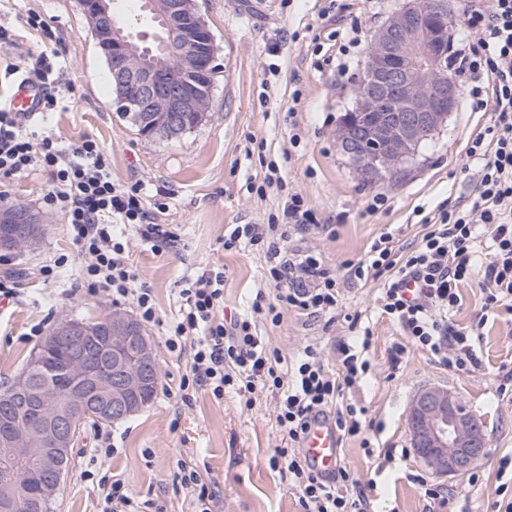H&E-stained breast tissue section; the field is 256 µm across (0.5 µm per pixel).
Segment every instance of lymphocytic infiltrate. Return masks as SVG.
<instances>
[{"label": "lymphocytic infiltrate", "mask_w": 512, "mask_h": 512, "mask_svg": "<svg viewBox=\"0 0 512 512\" xmlns=\"http://www.w3.org/2000/svg\"><path fill=\"white\" fill-rule=\"evenodd\" d=\"M467 37L456 42L455 54L471 97L489 98L491 123L469 140L466 156L477 168L475 195L471 203L454 205L439 212L427 225L418 247H398L384 233L370 246V259L350 265L356 279L380 281L379 307L403 329L405 342L395 344L392 359H400L408 348L429 352L441 365L458 373L478 370L480 323L466 330L446 323L458 305L459 282L482 274L490 289L486 303L502 306L512 301V0H481L466 20ZM5 71L23 80L32 76L44 90L42 109L54 111L52 93L64 71L48 53H41L32 69L17 64ZM38 116L12 111L0 100V175L10 176L36 166L47 172V206L63 211L69 220L73 242L84 258L83 278L89 287L108 292L113 302L133 299L144 322L156 320L150 288L136 287V274L127 261L126 235L150 244L155 252L173 247L176 236L167 225L157 223L146 205L142 185L124 187L112 178L110 163L98 142L88 136L63 147L52 137L37 132ZM316 213L301 196L289 195L281 214L264 224L235 225L224 239L225 249L241 244L263 247L273 282L289 280L274 299L256 293L252 317L219 316L224 298V274L205 270L185 280L179 290L176 319L167 328L169 351L190 356L180 389L183 402L200 389L223 398L227 387L239 394L268 387L278 393L277 422L287 433L289 447L279 449L272 466H285L299 492L302 512H374L368 495L350 467L340 466L333 480H325L296 451L315 417L333 414L343 437H357L363 448L365 408L344 402L345 390L358 385L370 370L365 356L370 336L360 341H338V369H330L315 347L291 370L279 371L277 349L257 332L256 317L279 323V307L313 316L334 312L340 298L335 277L319 253L282 254L278 243L295 234L320 228ZM490 241L488 260H481L475 245L479 238ZM413 279L416 291L406 298L402 284Z\"/></svg>", "instance_id": "lymphocytic-infiltrate-1"}]
</instances>
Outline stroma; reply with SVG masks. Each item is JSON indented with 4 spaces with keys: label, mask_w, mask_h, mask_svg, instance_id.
Segmentation results:
<instances>
[{
    "label": "stroma",
    "mask_w": 512,
    "mask_h": 512,
    "mask_svg": "<svg viewBox=\"0 0 512 512\" xmlns=\"http://www.w3.org/2000/svg\"><path fill=\"white\" fill-rule=\"evenodd\" d=\"M329 0H199L200 10L219 47V67L206 117L196 128L174 138H147L121 116L112 94L106 63L80 0H0V25L8 31L0 42V62L15 63L52 51L66 66L59 90L60 111L49 113L41 128L67 145L88 135L106 153L113 179L124 186L144 184L147 205L159 223L177 236L174 248L155 253L138 238L128 243V261L138 283L151 288L158 323L146 332L158 360L154 400L138 415L109 426L112 455L97 451V427L86 426L74 444L75 464L63 476L54 512H97V482L117 475L135 500L164 512H193L192 496L178 478L179 464L196 470L207 486L218 489L214 512H302L299 494L287 471L272 467L277 449L288 439L276 422L277 399L256 389L244 400L227 389L222 399L195 394L191 404L176 399L186 360L168 352L164 325L179 308L185 279L203 268L224 271L225 315L247 313L258 288L264 287L265 252L243 246L225 250L224 237L237 224L266 223L277 210L274 196L259 198L250 183L275 163L287 189L326 218L327 231L293 237L284 251L312 249L341 278L335 317L310 318L283 311L278 324L261 328L270 346L292 362L311 341L328 364H335L337 338L370 332L371 369L347 391V401L365 407L379 424L367 455L359 439L341 443L345 464L380 512H431L416 482L424 469L408 453L405 415L416 393L441 386L458 394L464 406L485 422L488 455L475 472L479 479L438 478L443 489L467 494L469 512L486 506L497 485L503 457L512 458V394L499 390L512 371V313L485 305L486 284L475 277L459 286L461 302L450 321L466 327L483 321L477 348L481 370L458 374L429 352L409 348L399 362L390 350L403 341L400 326L378 307L379 284L350 282L345 262L365 259L374 241L389 233L406 245L421 239L425 218L440 207L464 204L475 188L466 147L470 136L488 125L491 104H476L457 88V104L448 120L418 150L396 179H365L342 152L336 136L339 119L352 108L356 83L338 84L326 57L340 43L332 30L359 29L361 44L351 67L362 75L374 32L401 0H336L335 29L321 27L319 9ZM36 14L45 25L27 24ZM302 90L300 106L291 94ZM299 135L298 148L289 139ZM291 158H284V149ZM48 175L39 168L0 176V207L23 204L42 217L43 233L33 245L0 253V278L17 282L20 297L0 303V385L22 372L43 335L64 318L99 320L112 313L136 315L132 301L113 304L103 290L89 288L82 258L66 215L47 208ZM381 197L373 205V197ZM66 263L56 278L39 271L58 258ZM396 461L384 462L386 449Z\"/></svg>",
    "instance_id": "stroma-1"
}]
</instances>
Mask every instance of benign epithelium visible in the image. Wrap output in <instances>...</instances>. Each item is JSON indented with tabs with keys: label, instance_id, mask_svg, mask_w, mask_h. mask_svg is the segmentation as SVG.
Masks as SVG:
<instances>
[{
	"label": "benign epithelium",
	"instance_id": "1",
	"mask_svg": "<svg viewBox=\"0 0 512 512\" xmlns=\"http://www.w3.org/2000/svg\"><path fill=\"white\" fill-rule=\"evenodd\" d=\"M97 48L109 67L117 101L140 113L151 135L176 137L187 130L186 112H204L212 91L204 79L216 72L218 49L197 0H142L152 31L133 32L114 0H83ZM443 31L422 20L419 0H406L380 27L370 44L372 69L356 92L355 108L372 112L390 104L387 121L365 132H341L344 153L366 176L397 169L412 157V147L433 135L456 104V90L440 75ZM39 217L23 206L0 209V251L9 253L32 242ZM92 336L79 319L59 321L48 347L59 341L81 349ZM112 358V372L90 369L80 358L68 362L74 380L66 400L28 430L11 428L6 440L13 454L36 459L44 474L42 494H54L77 431V413L93 412L126 420L147 406L143 392L152 381L153 341L133 318L114 314L98 336ZM407 426L416 458L432 474L461 477L488 452L484 424L446 388L429 387L414 397Z\"/></svg>",
	"mask_w": 512,
	"mask_h": 512
}]
</instances>
